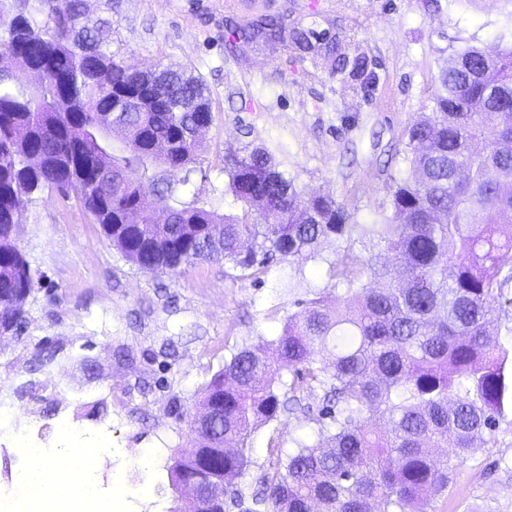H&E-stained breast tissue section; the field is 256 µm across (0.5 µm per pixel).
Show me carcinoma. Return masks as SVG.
I'll return each instance as SVG.
<instances>
[{"instance_id": "obj_1", "label": "carcinoma", "mask_w": 512, "mask_h": 512, "mask_svg": "<svg viewBox=\"0 0 512 512\" xmlns=\"http://www.w3.org/2000/svg\"><path fill=\"white\" fill-rule=\"evenodd\" d=\"M46 4L50 21L22 19L25 48L57 81L36 91L0 86V301H20L39 283L15 240L13 209L46 188L74 196L147 271L208 259L230 265L233 279L257 280L270 261L306 260L320 240L359 229L382 249L368 260L337 256L336 308L312 299L275 339L245 343L224 361L198 401L220 406L222 420L175 453L170 480L212 461L224 493L243 505L246 442L288 412L315 423L325 446H272L247 512H427L448 492L455 462L496 443L512 414V337L492 343L487 334L512 307L503 299L512 284V47L448 57L426 111L404 133L407 176L374 223H353L330 196L303 195L265 147L224 159L242 215H219L183 201L201 168L199 138L188 137L199 119L192 104L212 116L202 80L169 68L149 77L83 24V0ZM288 39L300 53L325 48L338 73L372 75L365 55L341 52L311 28L287 37L268 16L233 26L229 47ZM51 98L59 110L43 111ZM111 125L130 142L111 141ZM27 152L40 158L31 170L21 163ZM376 418L387 419V432L373 431Z\"/></svg>"}]
</instances>
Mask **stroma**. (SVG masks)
Here are the masks:
<instances>
[{"instance_id":"obj_1","label":"stroma","mask_w":512,"mask_h":512,"mask_svg":"<svg viewBox=\"0 0 512 512\" xmlns=\"http://www.w3.org/2000/svg\"><path fill=\"white\" fill-rule=\"evenodd\" d=\"M259 15L364 54L373 83L360 88L317 55L228 48L230 25ZM83 21L138 69L161 64L202 79L214 118L200 134L205 173L189 191L208 209L239 212L224 157L262 145L298 190L331 195L369 224L404 175L394 154L440 68L461 47L495 52L512 40V0H85ZM17 235L41 279L21 331L0 346V390L53 458L64 451L62 428L88 437L111 426L112 463L99 481L124 494L128 512H171L170 458L192 441L189 410L228 345L276 338L315 295L335 301L328 264L345 245L328 238L313 258L274 261L257 285L213 261L176 276L143 271L75 199L48 190L23 208ZM274 434L319 440L315 425L285 415L258 428L244 494L267 469ZM428 512H512V424L457 466L452 493L433 497Z\"/></svg>"}]
</instances>
